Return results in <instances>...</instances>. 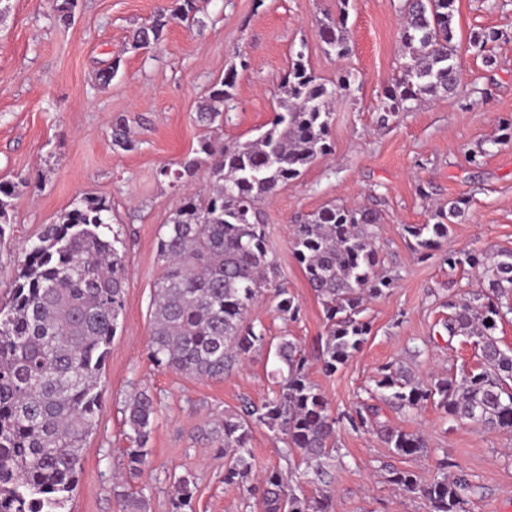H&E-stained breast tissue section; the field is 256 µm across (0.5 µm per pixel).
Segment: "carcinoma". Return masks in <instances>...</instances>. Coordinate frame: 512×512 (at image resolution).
Listing matches in <instances>:
<instances>
[{
	"label": "carcinoma",
	"mask_w": 512,
	"mask_h": 512,
	"mask_svg": "<svg viewBox=\"0 0 512 512\" xmlns=\"http://www.w3.org/2000/svg\"><path fill=\"white\" fill-rule=\"evenodd\" d=\"M319 30L328 54L349 52L344 5ZM456 0H408L401 29L404 62L401 77L384 93L379 121L389 122L425 96L452 94L458 86L453 19ZM197 0H169L137 28L134 49L159 44L170 22L198 26ZM493 29L470 37L480 51L498 39ZM296 53L280 85L279 110L258 137L229 143L204 138L196 156L159 174L177 184L205 170L208 189L186 196L158 243L162 272L152 301L149 358L161 370L196 378L222 379L251 352L266 343L264 328L248 320L265 291L276 299L275 311L295 320L300 305L279 281L270 255L259 204L297 179L318 157L331 150V105L350 88L340 78L327 86L308 71ZM236 73L230 70L209 88L197 113L207 129L224 125L233 105ZM112 145L131 151L135 142L127 119L112 125ZM27 180L0 181V241L11 223L12 200ZM460 202L439 208L432 224L405 226L415 250L425 255L448 239V225L460 217ZM381 213L367 206L329 203L294 227L291 251L322 306L327 326L319 355L322 370L333 373L361 348L371 334L363 316L366 302L394 286L378 271L376 247ZM112 204L100 197L73 200L56 224H48L23 248V260L11 274V299L0 307V512H67L82 473L83 448L96 426L102 374L119 317L124 309L125 266L115 244ZM453 268L482 269L485 301L467 298L450 303L443 323L448 336H467L480 350L478 368L425 383L406 368H387L376 381L385 401L414 410L431 402L455 421L483 430L512 433V350L500 347L498 323L512 313V250L493 254L450 251ZM277 358L285 365L278 392L262 401L242 400L213 433L224 437V483L260 490L263 512H329L331 490L308 496L296 490L278 466L257 473L247 461L253 428L276 433L285 456L300 455L323 482L336 452L337 419L309 377L298 344L282 337ZM158 402L141 390L124 405L130 433L125 473L140 476L148 465L149 438ZM354 431L372 427L399 456L421 453L422 435L378 420L377 408L365 406L343 416ZM448 462L422 483L407 470L389 471V482L418 494L432 512H465L479 486L460 472L448 475ZM195 482H176L175 512L192 508ZM118 512H147L148 501L122 491Z\"/></svg>",
	"instance_id": "obj_1"
}]
</instances>
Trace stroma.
<instances>
[{"instance_id": "1", "label": "stroma", "mask_w": 512, "mask_h": 512, "mask_svg": "<svg viewBox=\"0 0 512 512\" xmlns=\"http://www.w3.org/2000/svg\"><path fill=\"white\" fill-rule=\"evenodd\" d=\"M163 2L79 0L73 21L64 24L51 0H10L0 19V180L26 177L30 185L13 201L0 269L13 272L25 244L57 223L75 198L111 201L126 266L124 311L68 512H117L114 490L129 446L123 407L137 390L154 394L159 409L149 465L126 492L143 494L148 512H173L175 481L190 476L194 512H261L244 489L225 484L224 443L212 428L241 398L260 400L276 390L280 364L272 342L286 336L299 343L311 380L337 416L351 410L387 365L407 366L423 379L478 365L473 342L449 337L442 327L449 302L478 288L477 271L448 267L445 250L415 258L404 227L430 223L438 208L462 199L465 213L450 225L445 249L512 250V140H501L499 131L500 118L512 115V0H456V92L425 99L386 124L378 123V109L400 74L405 0H349V52L342 58L327 54L318 36L321 20L337 14L340 0H198L203 25L174 21L157 47L131 49L132 30ZM482 28L500 33L489 46L497 59L491 69L469 44L470 32ZM300 49L323 82L343 73L352 81L333 105L332 153L260 205L269 247L301 305L300 317L283 320L271 293H264L251 315L270 345L251 353L242 368L220 380L158 369L148 356L151 299L161 274L158 239L183 196L207 180L201 171L174 187L159 169L178 167L197 148L205 134L198 107L229 69L237 71L236 108L217 136L227 142L258 136L278 108L280 84ZM112 62L119 65L116 77L99 86L98 69ZM119 117L138 142L133 151L112 147L111 126ZM481 148L482 165L471 166L469 153ZM332 201L380 211L377 245L395 286L370 302L373 329L361 350L327 374L317 360L326 336L322 307L290 241L299 216ZM376 405L381 419L422 434L426 448L399 456L375 433L337 424L331 512H431L425 499L389 483L388 472L408 470L428 482L443 461L479 486L466 512H512V434L449 420L430 403L411 413L381 399ZM250 448L255 471L290 465L306 493H315L312 470L299 456L283 458V443L266 427L254 428Z\"/></svg>"}]
</instances>
